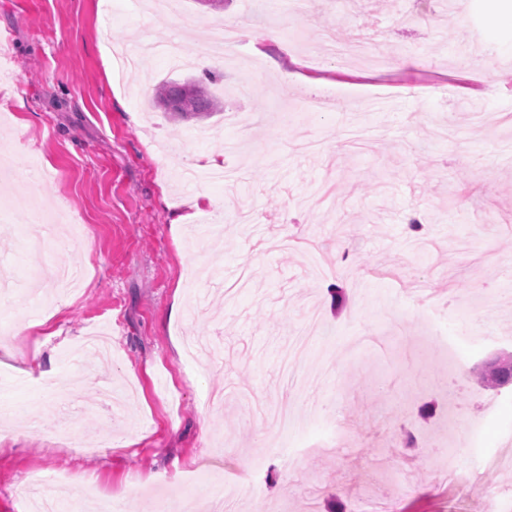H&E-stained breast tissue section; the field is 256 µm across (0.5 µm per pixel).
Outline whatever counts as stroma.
Returning a JSON list of instances; mask_svg holds the SVG:
<instances>
[{
	"instance_id": "1",
	"label": "stroma",
	"mask_w": 512,
	"mask_h": 512,
	"mask_svg": "<svg viewBox=\"0 0 512 512\" xmlns=\"http://www.w3.org/2000/svg\"><path fill=\"white\" fill-rule=\"evenodd\" d=\"M262 2L175 0L154 14L147 0H0V176L58 214L53 235L87 228L70 249L28 256L20 221H0L18 297L44 265L82 269L79 288L41 307L0 301V404L24 410L0 430V512H27L36 471L55 477L61 512L88 484L114 512H161L218 480L239 486L224 512H512V467L496 498L457 483L473 475L462 415L480 422L486 456L512 446V386L472 374L512 354L500 301L512 294V121L475 120L512 114V26L490 28L512 0H309L302 14ZM217 19L243 29L209 86L224 110L171 118L151 87L201 77L198 44ZM269 29L276 41L259 42ZM174 37L181 65L110 54ZM328 39L357 51L331 58ZM394 55L403 70L388 71ZM325 91L311 111L306 97ZM210 155L255 223L222 210V184L185 179ZM200 193L214 206L189 211ZM424 289L453 302L431 325L409 312ZM313 311L331 336L302 365L323 380L300 391L280 355ZM262 395L306 414L281 447L252 415ZM448 435L455 474L438 476ZM287 448L305 453L296 470Z\"/></svg>"
}]
</instances>
